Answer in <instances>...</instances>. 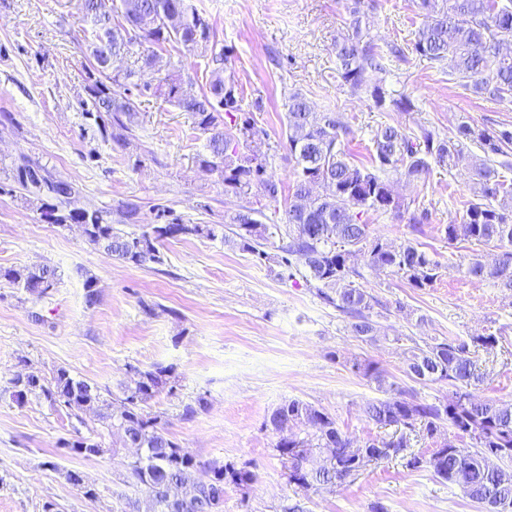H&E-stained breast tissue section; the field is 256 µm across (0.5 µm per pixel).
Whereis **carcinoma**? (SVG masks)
Wrapping results in <instances>:
<instances>
[{
  "label": "carcinoma",
  "mask_w": 512,
  "mask_h": 512,
  "mask_svg": "<svg viewBox=\"0 0 512 512\" xmlns=\"http://www.w3.org/2000/svg\"><path fill=\"white\" fill-rule=\"evenodd\" d=\"M99 0H80L89 65L86 68L84 113L95 121L103 135L123 147L132 136L139 114L138 101L147 96L165 102L194 118L196 130L206 139L200 166L218 173L224 193L242 200L222 224H185L172 211L157 208L156 222L144 225L139 234H129L104 222L101 212L84 207L76 183L54 175L45 166L25 156L13 161L14 179L25 191L47 224H78L92 245L116 259L136 266L161 262L159 247L177 237H217L260 260L270 259L264 250L272 237L261 201L277 204L285 192L282 182L268 172L269 155L254 115L241 111L242 92L231 71V56L220 45L216 32L191 0H112V10L99 13ZM364 0H350L351 32L336 36L333 50L341 83L355 95L364 94L381 109L387 92L376 75L385 70L386 56L407 60L408 52L433 64L448 63L453 83L476 94L512 100V52L500 50L512 44V3L502 0H414L420 19L414 39L392 43L383 51L369 27L363 25ZM142 66L161 77L155 85L140 84L137 66L102 68L135 47ZM202 50L208 87L196 95L184 88L181 69L163 61L167 49ZM230 122H225L224 118ZM350 130L337 112H316L305 94L289 98L286 112L288 157L294 160L293 201L284 212V241L278 246V263L288 269L299 265L305 279L337 310L353 319L352 335L361 339L378 336L372 311L378 303L361 280L367 272H387L412 288H427L440 277L441 264L411 241L399 245L370 235L363 215L409 214L408 223L421 231L425 214L409 212L410 204L393 194L390 178L418 181L432 167H460L467 172L477 200L467 204L460 224L445 228L448 243L492 245L500 250L492 264L479 254L458 265L464 276L486 281L512 291V180L502 170H512L508 150L512 128L479 129L463 122L452 137L419 127L407 132L385 125L373 137L368 162L357 164L349 147ZM247 142L245 153L240 142ZM0 279L30 294L43 295L58 281L50 265L0 267ZM499 343L494 334L469 340L444 339L425 347L416 346L407 359L406 373L417 381L444 382L452 388L446 398L427 403L410 389L395 388L389 397L366 404L368 421L394 425L403 433L386 441L366 445L373 459L402 456L411 470L426 469L434 476L459 486L485 512H503L512 506V403L479 400L467 389L483 380L475 355ZM353 368L380 387L386 386L383 371L374 362H356ZM135 385L123 397L108 401L98 387L75 378L65 367L46 380L34 374L12 379L13 398L23 404L30 394L44 398L53 407L74 415L88 413L123 433L126 447L135 449L126 483L145 489L156 512H223L224 491L232 485L245 493L256 474L232 463H203L187 452L150 415L144 404L176 380L172 366L154 365L136 371ZM269 423L287 433L278 448L335 449L324 467L309 470L297 461L288 466V482L317 491L324 485L343 483L349 477L350 460L343 449L351 444L323 411L292 399L278 406ZM448 427L452 436L430 454L408 451L407 432L416 430L434 437ZM311 428L310 436L301 428ZM469 438L471 446L456 445ZM62 447L72 454L102 446L87 438L66 440ZM500 464L488 463L491 453Z\"/></svg>",
  "instance_id": "1"
}]
</instances>
